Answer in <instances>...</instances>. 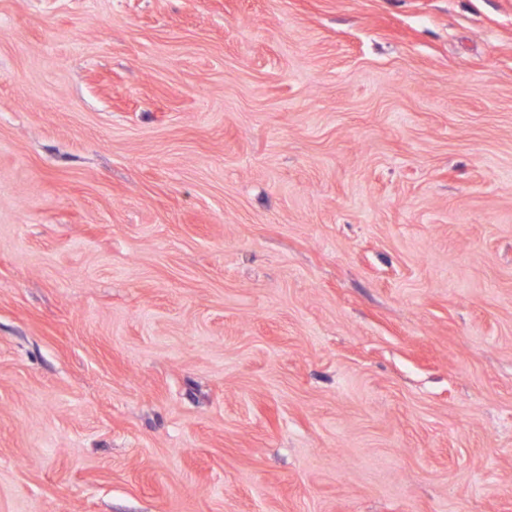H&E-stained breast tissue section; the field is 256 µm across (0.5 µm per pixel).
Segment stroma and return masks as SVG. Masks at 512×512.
<instances>
[{"label":"stroma","instance_id":"stroma-1","mask_svg":"<svg viewBox=\"0 0 512 512\" xmlns=\"http://www.w3.org/2000/svg\"><path fill=\"white\" fill-rule=\"evenodd\" d=\"M0 512H512V0H0Z\"/></svg>","mask_w":512,"mask_h":512}]
</instances>
